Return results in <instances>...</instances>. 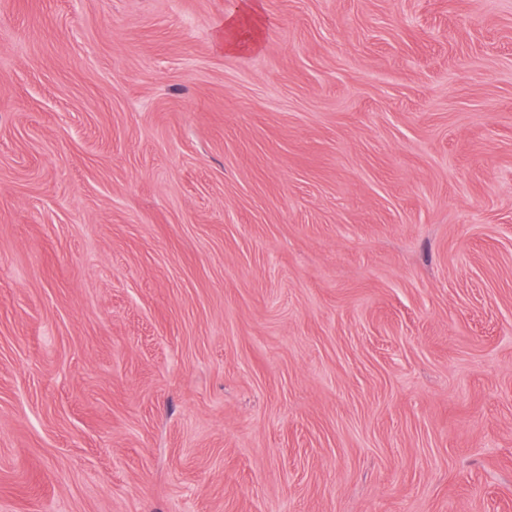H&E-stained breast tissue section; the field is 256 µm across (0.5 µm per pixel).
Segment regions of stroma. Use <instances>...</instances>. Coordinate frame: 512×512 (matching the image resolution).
I'll use <instances>...</instances> for the list:
<instances>
[{
	"instance_id": "1",
	"label": "stroma",
	"mask_w": 512,
	"mask_h": 512,
	"mask_svg": "<svg viewBox=\"0 0 512 512\" xmlns=\"http://www.w3.org/2000/svg\"><path fill=\"white\" fill-rule=\"evenodd\" d=\"M0 0V512H512V0ZM252 4L250 2H242L238 5L229 16L224 19V33L229 30H234L236 34L231 38H224V48L225 50H242V49H252L258 45V34L257 32L253 34L244 35L239 31V19L244 14L250 12Z\"/></svg>"
}]
</instances>
